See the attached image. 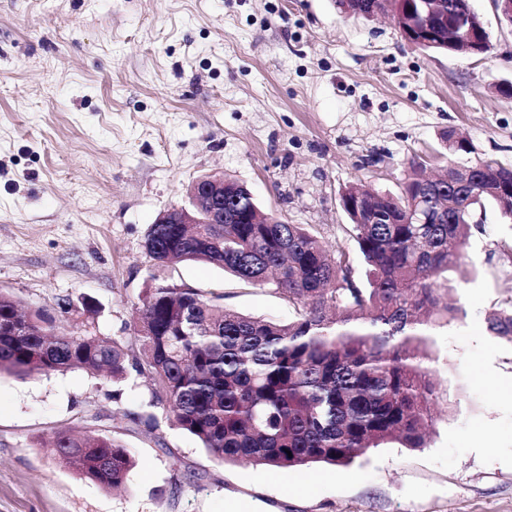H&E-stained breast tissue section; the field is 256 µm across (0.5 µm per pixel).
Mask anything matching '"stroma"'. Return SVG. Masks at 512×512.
Listing matches in <instances>:
<instances>
[{
    "instance_id": "obj_1",
    "label": "stroma",
    "mask_w": 512,
    "mask_h": 512,
    "mask_svg": "<svg viewBox=\"0 0 512 512\" xmlns=\"http://www.w3.org/2000/svg\"><path fill=\"white\" fill-rule=\"evenodd\" d=\"M488 55L424 51L390 17L335 0H0V291L60 311L96 301L98 335L133 344L147 232L200 177L248 186L261 210L353 249L339 206L363 178L398 192L412 161L512 166V26L472 0ZM167 278L258 319L274 287L187 262ZM437 328L428 444L388 443L347 467L224 464L193 436L139 422L147 388L75 369L0 375V512H512V342L486 318L512 301V221L487 205ZM119 435L125 490L52 455L56 432Z\"/></svg>"
}]
</instances>
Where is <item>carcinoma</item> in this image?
Wrapping results in <instances>:
<instances>
[{"label": "carcinoma", "instance_id": "cac0c4a2", "mask_svg": "<svg viewBox=\"0 0 512 512\" xmlns=\"http://www.w3.org/2000/svg\"><path fill=\"white\" fill-rule=\"evenodd\" d=\"M425 0H336L341 13L367 17L391 7L414 19ZM476 54L491 50L485 26H473ZM420 163L396 194L358 179L341 193L365 273L353 277L350 252L328 247L302 224L277 214L253 224L258 205L224 188L240 220L153 224L144 248L154 264L206 262L246 284H272L291 304L287 322L257 320L153 273L136 307L135 346L60 325L44 308L0 292V374L27 378L74 369L118 385L130 372L150 386L155 431L159 408L225 463L300 468L346 466L387 442L427 443L436 387L428 366L432 330L456 317L448 281L461 267L472 224L486 205L512 218V168L492 159L448 163L434 181ZM429 222H407L417 210ZM488 331L512 340V307L492 311ZM51 451L84 478L118 489L133 460L122 439L60 432Z\"/></svg>", "mask_w": 512, "mask_h": 512}]
</instances>
